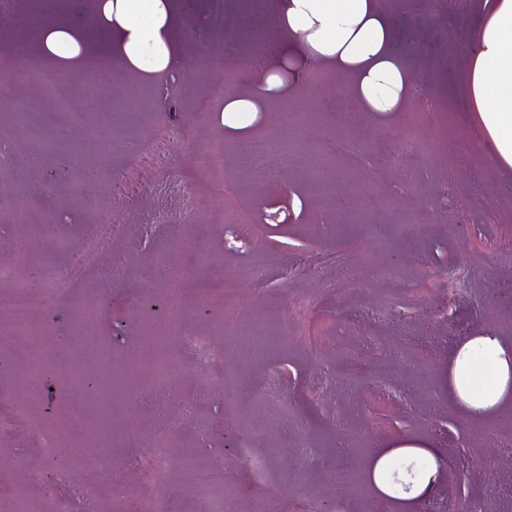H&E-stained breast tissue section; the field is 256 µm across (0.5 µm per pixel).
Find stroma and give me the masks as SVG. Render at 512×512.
Returning a JSON list of instances; mask_svg holds the SVG:
<instances>
[{"label":"stroma","mask_w":512,"mask_h":512,"mask_svg":"<svg viewBox=\"0 0 512 512\" xmlns=\"http://www.w3.org/2000/svg\"><path fill=\"white\" fill-rule=\"evenodd\" d=\"M483 0H377L396 27L394 50L416 94L399 112L372 114L353 100L332 66L312 93L292 70L277 98L261 90L263 74L278 60L259 51L275 0L251 9L227 0L235 22L207 47L196 33L208 28V0H173L183 60L159 92L150 75L84 72L64 78L65 97L84 113L67 139L82 144L77 161L60 154H16L20 123L10 100L34 96L16 81L0 84V195L21 181L19 209L0 202V268L27 282L29 326L55 359L31 373L16 362L0 371V419L15 401L28 404L30 421L51 417V435L70 455L90 456L109 440L112 455L95 481L66 459L44 456L27 423L0 429V512H13V493L27 485L29 512H83L84 494H102V512H140L154 498L173 512H205L201 493H185L184 454L206 456L224 475L226 512H307L323 500L335 512H512V401L488 424L469 420L448 401L449 356L460 340L491 333L512 346V170L499 169L491 146L479 145L468 119L460 79L469 39ZM239 70L238 96L257 112L248 127L222 122V101L200 76L224 72L225 58ZM172 126L182 136L168 161L128 181L133 144ZM420 150L406 165L392 163L407 132ZM315 155L336 180L347 208L333 213L318 177L286 166L275 190L254 185L238 162L252 143ZM226 146L224 179L239 193L226 201L198 155ZM250 210L256 233L236 223ZM53 222L54 236L41 233ZM115 224L98 264L53 305L32 270L69 268L85 240ZM122 268L113 271V258ZM266 287L255 292L250 273ZM182 278L224 273L237 279L231 294H213L189 310L172 330L157 302L169 293L170 271ZM99 314L82 320L87 302ZM238 313L242 336L270 344L241 354L225 349L224 314ZM222 350L224 362L203 368L186 352L183 335ZM161 345L174 363L173 379L195 401L193 421L160 434L134 390L155 375L139 350ZM112 351L118 373L109 383L91 361L92 348ZM288 377H281V367ZM270 384L280 407L269 413L256 388ZM142 445L127 446L129 434ZM390 447L388 472L412 469L416 481L433 479L422 499L385 496L374 484V449ZM436 448L435 456L420 445ZM247 447L267 469L255 480L237 450ZM167 461L147 480L151 458ZM350 467V488L338 490L336 473ZM37 479L26 482L25 477Z\"/></svg>","instance_id":"stroma-1"}]
</instances>
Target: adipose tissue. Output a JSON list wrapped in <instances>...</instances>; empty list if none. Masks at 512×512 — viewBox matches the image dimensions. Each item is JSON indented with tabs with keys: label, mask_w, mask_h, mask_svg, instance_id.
Returning <instances> with one entry per match:
<instances>
[{
	"label": "adipose tissue",
	"mask_w": 512,
	"mask_h": 512,
	"mask_svg": "<svg viewBox=\"0 0 512 512\" xmlns=\"http://www.w3.org/2000/svg\"><path fill=\"white\" fill-rule=\"evenodd\" d=\"M484 16L471 38L461 90L470 119L494 147L497 164L512 169V0H484ZM91 26L48 22L38 32L34 60L60 71L80 73L102 60L142 71L165 82L181 65L174 34L172 0H96ZM105 28L113 47L99 44ZM276 54L304 65L330 63L345 74L352 96L365 111H395L415 89L393 52L390 17L376 0H278L272 19ZM494 369L492 384L473 390L463 372L474 353ZM512 397V351L499 337L481 334L458 346L448 398L474 420L490 418Z\"/></svg>",
	"instance_id": "obj_1"
}]
</instances>
